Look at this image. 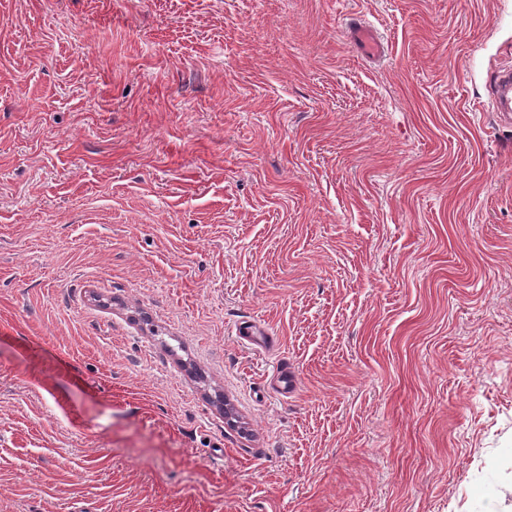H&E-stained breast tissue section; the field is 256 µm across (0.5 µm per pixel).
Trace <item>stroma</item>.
Listing matches in <instances>:
<instances>
[{
  "label": "stroma",
  "mask_w": 512,
  "mask_h": 512,
  "mask_svg": "<svg viewBox=\"0 0 512 512\" xmlns=\"http://www.w3.org/2000/svg\"><path fill=\"white\" fill-rule=\"evenodd\" d=\"M508 61L512 0H0V512H512ZM346 33L350 42L355 44L363 55L371 58L381 56L383 45L376 32L369 26L353 20L348 23ZM512 84L511 69L494 73L490 77L494 106L499 121L504 126H512V96L510 86Z\"/></svg>",
  "instance_id": "obj_1"
}]
</instances>
